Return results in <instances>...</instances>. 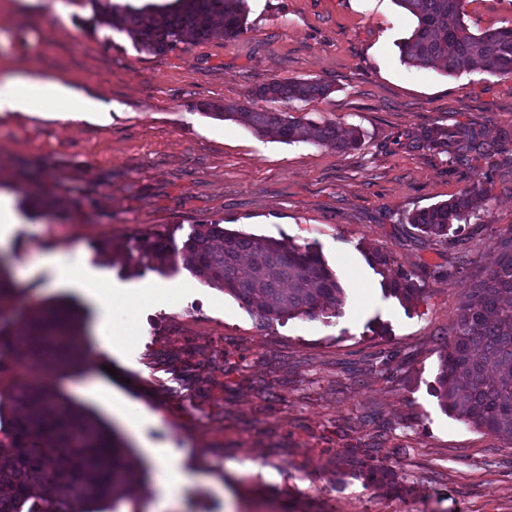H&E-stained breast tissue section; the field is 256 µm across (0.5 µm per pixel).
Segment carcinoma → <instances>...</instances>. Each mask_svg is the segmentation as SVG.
Listing matches in <instances>:
<instances>
[{
	"label": "carcinoma",
	"instance_id": "cac0c4a2",
	"mask_svg": "<svg viewBox=\"0 0 512 512\" xmlns=\"http://www.w3.org/2000/svg\"><path fill=\"white\" fill-rule=\"evenodd\" d=\"M100 23L126 33L145 53L171 51L186 39L236 37L246 29L245 0H175L173 8L134 9L112 0H89ZM416 26L399 43L401 60L454 76L471 70L512 75V26L478 34L464 22L465 0H394ZM321 80L272 78L249 97L268 101L324 97ZM209 114L248 125L261 137L311 141L340 151L361 145L359 130L339 123H316L287 112H252L240 102L203 104ZM417 146L444 154L460 165L494 151L474 123L426 128ZM488 197L477 184L458 197L420 210L410 223L438 239L458 232ZM135 264L167 266L174 258L207 284L224 290L268 320L335 316L345 292L322 256L309 245H290L263 236L204 224L179 249L167 238L140 239ZM495 260L460 307L453 338L440 355L437 394L445 411L476 428L512 441V225L493 245ZM18 331L29 354L71 365L83 358V332L76 310L49 306L37 321ZM136 480L123 451L95 417L49 393L0 392V512H101L98 505ZM55 486L44 497L40 485Z\"/></svg>",
	"mask_w": 512,
	"mask_h": 512
}]
</instances>
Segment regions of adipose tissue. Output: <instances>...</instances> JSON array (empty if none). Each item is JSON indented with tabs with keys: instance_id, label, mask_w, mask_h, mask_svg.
Here are the masks:
<instances>
[{
	"instance_id": "1",
	"label": "adipose tissue",
	"mask_w": 512,
	"mask_h": 512,
	"mask_svg": "<svg viewBox=\"0 0 512 512\" xmlns=\"http://www.w3.org/2000/svg\"><path fill=\"white\" fill-rule=\"evenodd\" d=\"M71 88L51 79L27 74H12L0 80V112H17L37 109L60 118H67L61 104L70 99ZM20 272L45 271L49 275L47 288H61L76 285L83 288L88 296L102 306L121 303L132 299V292L101 282L88 275L79 261L71 256L56 252H40L20 265ZM153 464L155 480L159 487V508L166 512L178 500L185 486L191 483V474L172 466L169 459L154 449H146Z\"/></svg>"
}]
</instances>
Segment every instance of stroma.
Wrapping results in <instances>:
<instances>
[{"mask_svg": "<svg viewBox=\"0 0 512 512\" xmlns=\"http://www.w3.org/2000/svg\"><path fill=\"white\" fill-rule=\"evenodd\" d=\"M247 11L236 38L154 55L101 26L89 0H0V78L27 66L99 107L76 121L0 112V189L19 215L10 270L60 251L116 286L164 290L134 310L109 354L82 289L46 291L43 272L13 278L0 320L73 305L88 358L73 371L37 370L13 348L0 391L63 395L117 434L142 480L113 512H149L158 495L146 445L194 478L175 512H224L227 492L236 512H512V444L445 412L434 390L463 297L512 225V76L403 64L398 45L415 22L394 0H247ZM465 12L475 33L512 25V0H466ZM273 78L331 91L248 100ZM242 100L357 126L362 144H288L201 108ZM456 122L480 125L497 151L452 166L416 148L423 128ZM478 183L487 200L447 242L409 224ZM218 220L314 246L345 291L341 314L269 321L184 267L129 260L143 235L178 247ZM462 254L470 266L459 274ZM398 271L417 298L390 294ZM106 388L142 411L138 437L112 415ZM377 464L385 475H372Z\"/></svg>", "mask_w": 512, "mask_h": 512, "instance_id": "35a3bbf8", "label": "stroma"}]
</instances>
